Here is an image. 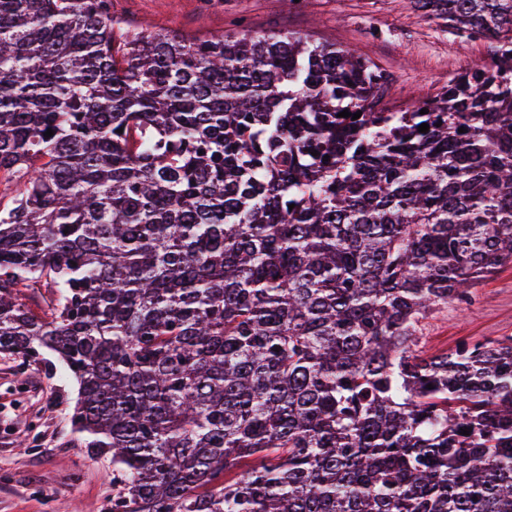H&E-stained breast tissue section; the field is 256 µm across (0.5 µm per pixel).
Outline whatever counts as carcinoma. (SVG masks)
<instances>
[{
	"label": "carcinoma",
	"instance_id": "carcinoma-1",
	"mask_svg": "<svg viewBox=\"0 0 512 512\" xmlns=\"http://www.w3.org/2000/svg\"><path fill=\"white\" fill-rule=\"evenodd\" d=\"M421 2L491 61L392 112L334 44L0 0V352L75 378L112 512H512V338L419 350L512 261V0Z\"/></svg>",
	"mask_w": 512,
	"mask_h": 512
}]
</instances>
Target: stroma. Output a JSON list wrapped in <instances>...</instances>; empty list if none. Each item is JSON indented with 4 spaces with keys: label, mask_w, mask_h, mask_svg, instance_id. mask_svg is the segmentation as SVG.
I'll return each instance as SVG.
<instances>
[{
    "label": "stroma",
    "mask_w": 512,
    "mask_h": 512,
    "mask_svg": "<svg viewBox=\"0 0 512 512\" xmlns=\"http://www.w3.org/2000/svg\"><path fill=\"white\" fill-rule=\"evenodd\" d=\"M123 28L187 38L244 31L292 33L369 57L390 78L395 110L434 96L487 62L490 43L464 40L412 0H112ZM512 336V263L424 326L425 353L464 340ZM78 386L51 353L22 362L0 353V512H109L112 464L87 454L71 423Z\"/></svg>",
    "instance_id": "35a3bbf8"
}]
</instances>
